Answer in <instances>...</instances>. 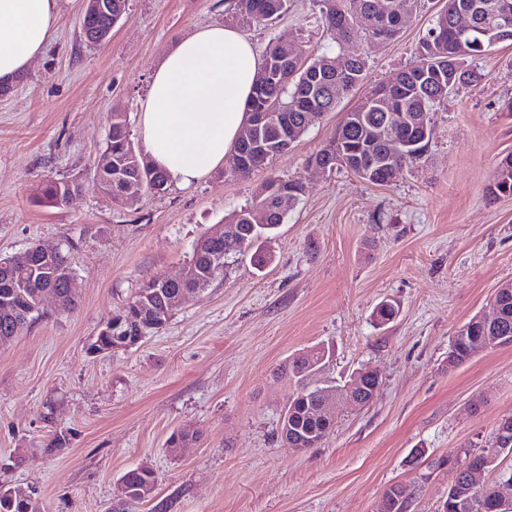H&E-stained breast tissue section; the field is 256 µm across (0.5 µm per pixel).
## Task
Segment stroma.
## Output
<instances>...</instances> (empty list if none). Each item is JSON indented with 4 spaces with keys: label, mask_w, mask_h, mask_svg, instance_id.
<instances>
[{
    "label": "stroma",
    "mask_w": 512,
    "mask_h": 512,
    "mask_svg": "<svg viewBox=\"0 0 512 512\" xmlns=\"http://www.w3.org/2000/svg\"><path fill=\"white\" fill-rule=\"evenodd\" d=\"M439 5L425 0L393 40L339 46L318 0H290L270 23L242 20L234 0H128L111 38L92 46L83 0H66L45 53L0 97V257L58 248L78 307L45 300L28 331L0 344V486L34 489L43 512H106L122 475L146 465L169 512H378L394 484L408 512H439L457 464L512 414V346L448 363L457 328L512 281V196L487 193L512 153V44L470 61L476 80L436 105L427 155L388 185L310 162L354 93L249 176L224 166L130 209L90 186L113 110L137 127L154 68L199 28L232 25L261 53L286 39L310 55H363L367 92L416 64ZM276 175L305 194L266 268L229 262L164 328L91 352L140 288L178 274L194 242ZM72 179L88 187L68 204L37 200L38 185ZM385 300L399 313L379 326L371 313ZM317 346L331 354L326 384L372 368L380 385L299 451L280 438L288 361ZM183 430L197 439L173 454L167 441Z\"/></svg>",
    "instance_id": "35a3bbf8"
}]
</instances>
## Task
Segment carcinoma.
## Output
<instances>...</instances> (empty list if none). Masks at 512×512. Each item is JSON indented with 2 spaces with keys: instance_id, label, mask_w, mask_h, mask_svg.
Returning <instances> with one entry per match:
<instances>
[{
  "instance_id": "1",
  "label": "carcinoma",
  "mask_w": 512,
  "mask_h": 512,
  "mask_svg": "<svg viewBox=\"0 0 512 512\" xmlns=\"http://www.w3.org/2000/svg\"><path fill=\"white\" fill-rule=\"evenodd\" d=\"M289 0H235L236 13L245 14L256 22H269L288 10ZM322 18L332 39L343 44L359 37L385 36L394 39L411 21V17H400L393 9V0H320ZM362 7L369 19L368 24L357 21L351 15L352 6ZM461 9H469L479 18L487 35L481 37L485 49L512 42V0H445L444 7L437 13L432 26L420 41L419 64L399 72L391 81V94L400 106L413 114H424L432 119L433 108L448 97V92L474 81V74L468 68V59L458 60L461 33L453 27V17ZM483 49V50H485ZM476 50V55L483 54ZM265 55L277 60V79L267 85L263 94L253 92L248 111L259 112L270 108L276 116L261 130V137L268 145V159L288 151L298 141L305 110L310 105L321 103L324 113L333 112L344 97L363 85L366 79V60L354 56L348 73H340L334 67V59L320 55L310 59L288 53L279 43L268 46ZM428 67L442 73L443 78L422 87L415 83L416 72ZM388 113L363 106L347 112L336 126L333 136L312 157V162L333 169L343 166L359 178L375 185L391 182L395 167L383 163L388 154L387 139L396 135L406 140L420 141L422 154L404 157L397 165L405 167L423 158L428 152V142L422 140L418 128L406 127L395 130L389 125ZM139 151L130 139L125 113L115 109L108 128L106 148L102 157L109 158L106 166H97L99 184L112 192V200L121 206L132 208L147 192V178L142 175L136 157ZM509 183L500 179V170L493 172L488 192L493 197L509 191L512 196V170L507 175ZM280 177L268 178L246 205L225 217V223L239 228L237 236L226 241L205 235L196 240L189 255L188 265L193 268L190 278L180 282H169L156 278L143 286L127 303L125 308L112 316L111 332L101 333L95 343L100 350H119L135 344L140 331L160 330L175 314L173 303L182 295H190L210 285L224 270L218 265L228 264L230 259L250 258L257 268L270 259L263 249V243L272 238L274 231L284 223L288 212L281 208L278 197L271 188ZM82 185L75 180L47 181L42 184L39 199L49 206L67 203L70 195ZM512 282L501 285L493 297L503 302L501 317L497 321L485 322L473 334L460 333L453 336L450 344V362L463 364L476 355L492 350L502 342L501 336H512V297H504V290ZM46 288L55 290L61 300L63 311L70 312L77 307V298L66 283L55 278L52 266L35 257L25 268L0 266V343L22 333L37 314L33 309L39 294ZM329 361L326 350L295 356L288 363V378L298 384L303 394L293 398L288 406L284 423L288 429L299 434L321 432L328 428L330 418L326 412V396L333 389L328 385L312 383L318 368ZM497 432H492L483 448L468 455V459L483 456L493 457L488 472L500 477H512V464L502 466L503 455L494 454ZM126 494L129 498L128 512L135 505L145 501L143 491L155 486L154 471L148 466H137L124 473ZM454 484L458 492L468 500L469 507L462 512H493L491 500L494 484L488 483L475 491L469 490L466 470H458ZM0 512H40L38 498L23 496V488L0 487Z\"/></svg>"
}]
</instances>
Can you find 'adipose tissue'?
Segmentation results:
<instances>
[{
	"label": "adipose tissue",
	"mask_w": 512,
	"mask_h": 512,
	"mask_svg": "<svg viewBox=\"0 0 512 512\" xmlns=\"http://www.w3.org/2000/svg\"><path fill=\"white\" fill-rule=\"evenodd\" d=\"M62 0H0V80L24 73L58 28ZM262 59L237 28L213 24L181 39L152 75L138 134L171 185L223 166L248 118Z\"/></svg>",
	"instance_id": "1"
}]
</instances>
